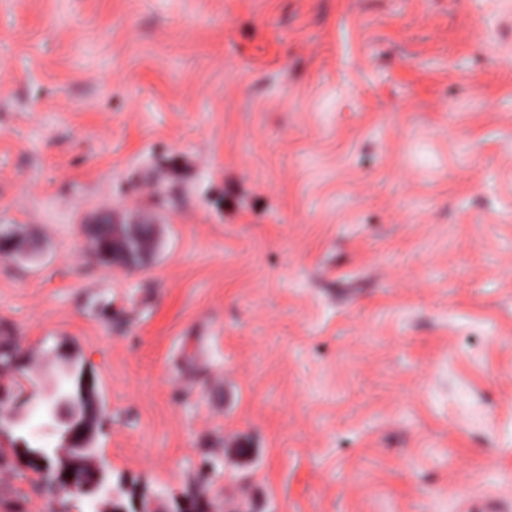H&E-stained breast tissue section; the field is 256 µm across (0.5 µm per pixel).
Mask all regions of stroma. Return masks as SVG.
<instances>
[{
    "label": "stroma",
    "instance_id": "35a3bbf8",
    "mask_svg": "<svg viewBox=\"0 0 512 512\" xmlns=\"http://www.w3.org/2000/svg\"><path fill=\"white\" fill-rule=\"evenodd\" d=\"M157 228L132 269L83 231ZM0 336L129 512H512V0H7ZM0 512L67 505L0 433ZM76 401H91L95 409H98L97 394L93 383L86 373H82V385L80 391L76 393L74 399L65 398L62 403L55 407L52 413L53 424L44 427L59 437V442L64 446L72 445L78 435L81 436L83 443L88 442L95 437L96 426L87 422L78 423L80 408Z\"/></svg>",
    "mask_w": 512,
    "mask_h": 512
}]
</instances>
